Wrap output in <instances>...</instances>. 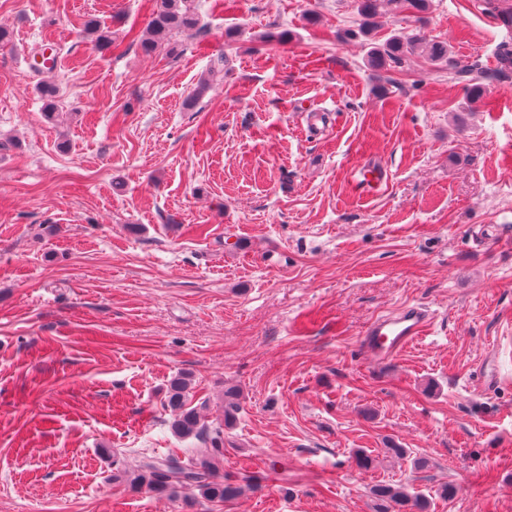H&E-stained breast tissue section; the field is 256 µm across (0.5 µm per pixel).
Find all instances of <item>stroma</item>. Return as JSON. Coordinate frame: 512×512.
I'll list each match as a JSON object with an SVG mask.
<instances>
[{
	"label": "stroma",
	"mask_w": 512,
	"mask_h": 512,
	"mask_svg": "<svg viewBox=\"0 0 512 512\" xmlns=\"http://www.w3.org/2000/svg\"><path fill=\"white\" fill-rule=\"evenodd\" d=\"M154 5L0 0V512H374L379 483L431 512H512V75L472 105L426 57L370 67L355 0H193L178 57H148L132 39ZM509 7L429 0L376 39L420 28L492 70ZM47 43L52 118L32 68ZM362 165L387 179L357 184ZM407 304L432 330L372 363L364 330ZM179 375L209 423L241 392L224 432L238 500L121 479L142 453L198 447L163 408ZM82 32L87 36H91L99 49L108 50L112 47V31L97 19H87L83 24Z\"/></svg>",
	"instance_id": "1"
}]
</instances>
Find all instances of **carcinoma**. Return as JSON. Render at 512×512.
Instances as JSON below:
<instances>
[{
    "mask_svg": "<svg viewBox=\"0 0 512 512\" xmlns=\"http://www.w3.org/2000/svg\"><path fill=\"white\" fill-rule=\"evenodd\" d=\"M380 0H357L361 17L359 34L370 39L376 28L377 5ZM198 25L190 0H157L142 34L133 39L142 54L151 56L164 51L179 55L174 34L193 30ZM83 34L92 37L95 45L108 50L112 47V31L95 18L83 24ZM421 54L438 63L451 62L448 44L428 39L421 32L405 36L393 34L385 43L371 47L367 63L381 67L388 63L399 64L406 58ZM451 78L465 83L469 101L481 100L486 92L485 75L477 68L462 66L450 72ZM44 102V111L52 116L56 112L58 88L49 80L36 86ZM164 408L169 411L171 428L182 438H194L204 447L197 450L183 449L163 457L142 456L139 468L125 475L124 482L132 489L147 488L152 492L176 496L184 490L198 492L211 502H229L238 499L241 485L219 476L224 461V430L231 427L240 409V391L230 388L224 392V420L212 425L200 422L195 408L190 406V379L174 378L169 386ZM376 512H430V501L424 495L412 494L402 485H377L372 490Z\"/></svg>",
    "mask_w": 512,
    "mask_h": 512,
    "instance_id": "carcinoma-1",
    "label": "carcinoma"
}]
</instances>
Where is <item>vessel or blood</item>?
<instances>
[{"instance_id":"b4317fda","label":"vessel or blood","mask_w":512,"mask_h":512,"mask_svg":"<svg viewBox=\"0 0 512 512\" xmlns=\"http://www.w3.org/2000/svg\"><path fill=\"white\" fill-rule=\"evenodd\" d=\"M433 321L422 305H406L396 312L373 320L360 344L365 354L378 364L392 361L400 352L426 336Z\"/></svg>"}]
</instances>
